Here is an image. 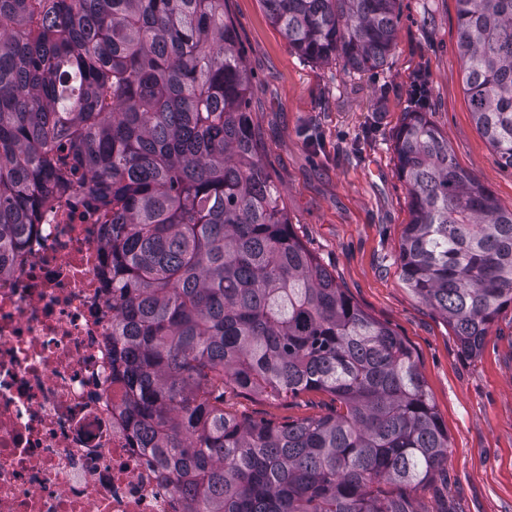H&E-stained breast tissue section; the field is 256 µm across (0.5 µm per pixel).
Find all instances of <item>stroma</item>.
Here are the masks:
<instances>
[{"instance_id": "stroma-1", "label": "stroma", "mask_w": 512, "mask_h": 512, "mask_svg": "<svg viewBox=\"0 0 512 512\" xmlns=\"http://www.w3.org/2000/svg\"><path fill=\"white\" fill-rule=\"evenodd\" d=\"M226 11L251 77L258 152L284 192L291 224L340 288L408 343L448 430V476L418 493L426 512L442 499L457 512H512V306L489 328L480 355L463 357L396 263L410 213L393 135L416 78L427 83V116L456 164L512 210V168L479 133L465 93L457 0H398L396 50L368 72L303 59L260 0H228ZM330 407L323 393L282 401L224 395L225 411L255 421L283 423Z\"/></svg>"}]
</instances>
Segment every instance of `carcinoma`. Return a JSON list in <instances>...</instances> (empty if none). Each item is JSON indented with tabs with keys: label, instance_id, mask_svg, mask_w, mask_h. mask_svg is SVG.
Listing matches in <instances>:
<instances>
[{
	"label": "carcinoma",
	"instance_id": "cac0c4a2",
	"mask_svg": "<svg viewBox=\"0 0 512 512\" xmlns=\"http://www.w3.org/2000/svg\"><path fill=\"white\" fill-rule=\"evenodd\" d=\"M301 57L387 63L398 0H261ZM477 129L512 167V0H457ZM224 0H0V272L78 183L108 217L112 371L185 512H425L448 432L412 349L303 244L262 164ZM418 83L394 137L404 283L479 355L512 304V211L461 169ZM331 396L281 424L224 393Z\"/></svg>",
	"mask_w": 512,
	"mask_h": 512
}]
</instances>
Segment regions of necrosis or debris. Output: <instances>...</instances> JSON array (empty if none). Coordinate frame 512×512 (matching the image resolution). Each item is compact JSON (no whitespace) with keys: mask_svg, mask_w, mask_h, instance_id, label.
<instances>
[{"mask_svg":"<svg viewBox=\"0 0 512 512\" xmlns=\"http://www.w3.org/2000/svg\"><path fill=\"white\" fill-rule=\"evenodd\" d=\"M101 217L78 189L42 209L0 275V512H182L131 445L112 378Z\"/></svg>","mask_w":512,"mask_h":512,"instance_id":"necrosis-or-debris-1","label":"necrosis or debris"}]
</instances>
